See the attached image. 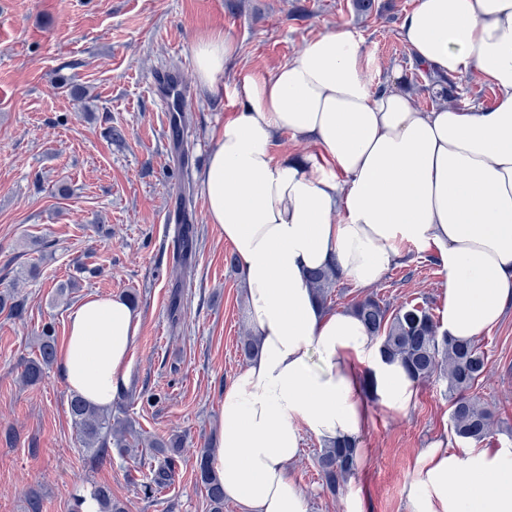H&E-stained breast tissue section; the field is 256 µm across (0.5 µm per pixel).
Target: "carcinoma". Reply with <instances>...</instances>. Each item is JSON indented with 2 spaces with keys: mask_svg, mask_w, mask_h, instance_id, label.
Returning <instances> with one entry per match:
<instances>
[{
  "mask_svg": "<svg viewBox=\"0 0 512 512\" xmlns=\"http://www.w3.org/2000/svg\"><path fill=\"white\" fill-rule=\"evenodd\" d=\"M340 274L332 268L319 269L310 276V287L320 304H327L332 286ZM350 309L362 321L368 332L381 341L382 354L399 362L409 376L417 382L437 375L448 385L450 422L454 435L466 443H482L490 434L493 412L473 395L471 390L488 368V359L473 340H457L439 333L438 323L431 309L425 305L410 304L391 308L385 301L370 296L354 302ZM56 359L54 328L44 326L38 337V354L26 361L23 375L29 382L39 380L45 368ZM69 412L78 426L82 447L94 454L112 446L121 456H134L141 445L140 436L127 426L112 424V414L100 410L74 395L69 401ZM149 447L162 455L157 465L150 467L141 487L149 495L170 484L176 475L178 458L182 453V440L154 438ZM355 444L338 440L324 445L318 452L316 465L323 488L332 495L344 489L348 478L354 474ZM209 453L196 460L197 480L204 487L211 512H224V487L211 472ZM100 512H125L123 505L112 499L109 487L99 486L93 491Z\"/></svg>",
  "mask_w": 512,
  "mask_h": 512,
  "instance_id": "carcinoma-1",
  "label": "carcinoma"
}]
</instances>
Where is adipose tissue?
I'll list each match as a JSON object with an SVG mask.
<instances>
[{
  "instance_id": "1",
  "label": "adipose tissue",
  "mask_w": 512,
  "mask_h": 512,
  "mask_svg": "<svg viewBox=\"0 0 512 512\" xmlns=\"http://www.w3.org/2000/svg\"><path fill=\"white\" fill-rule=\"evenodd\" d=\"M432 76L477 72L491 104L416 109L401 73L368 75L359 35L327 31L277 71L243 73L240 104L212 137L206 215L236 256L259 350L224 389L209 465L241 512H307L288 476L304 436L356 440L372 404L404 414L416 383L386 361L349 311L328 310L311 271L376 284L406 247L446 276L440 329L470 340L512 306V0H417L399 24ZM236 46L219 32L192 53L199 82L224 93ZM288 133L314 146L275 155ZM58 364L70 391L111 407L131 368L139 316L120 297L73 307ZM409 512H512V448L422 449Z\"/></svg>"
}]
</instances>
